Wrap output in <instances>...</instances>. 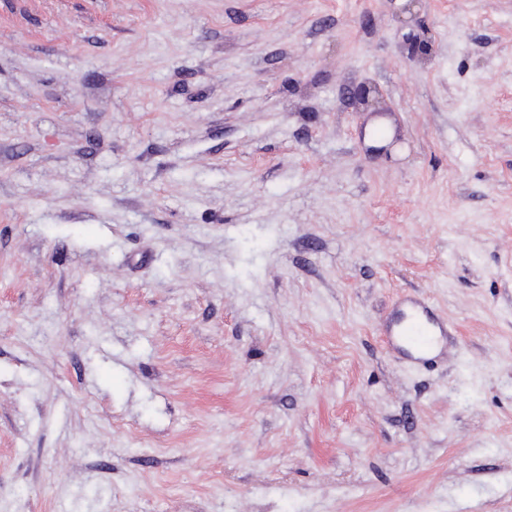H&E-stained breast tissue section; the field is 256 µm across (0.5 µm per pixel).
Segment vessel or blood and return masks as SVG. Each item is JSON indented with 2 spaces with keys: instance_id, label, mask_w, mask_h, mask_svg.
<instances>
[{
  "instance_id": "vessel-or-blood-1",
  "label": "vessel or blood",
  "mask_w": 512,
  "mask_h": 512,
  "mask_svg": "<svg viewBox=\"0 0 512 512\" xmlns=\"http://www.w3.org/2000/svg\"><path fill=\"white\" fill-rule=\"evenodd\" d=\"M393 351L412 365L432 360L448 343L451 330L428 300L406 296L382 327Z\"/></svg>"
}]
</instances>
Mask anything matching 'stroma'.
Wrapping results in <instances>:
<instances>
[{
	"instance_id": "35a3bbf8",
	"label": "stroma",
	"mask_w": 512,
	"mask_h": 512,
	"mask_svg": "<svg viewBox=\"0 0 512 512\" xmlns=\"http://www.w3.org/2000/svg\"><path fill=\"white\" fill-rule=\"evenodd\" d=\"M0 512H512V0H0ZM382 335L393 351L416 366L432 360L448 345L452 332L428 300L408 295L382 326Z\"/></svg>"
}]
</instances>
